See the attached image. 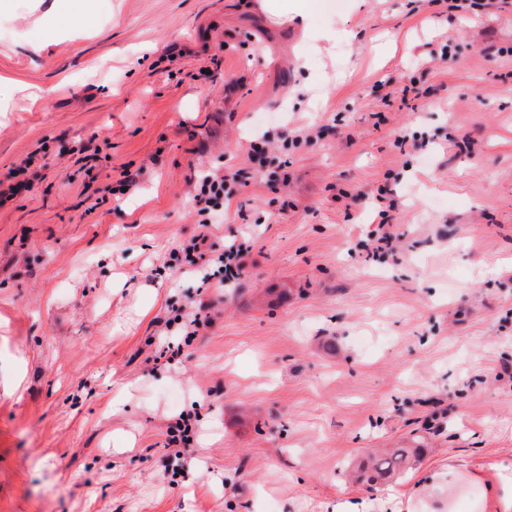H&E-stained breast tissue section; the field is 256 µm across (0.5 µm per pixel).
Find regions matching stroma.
I'll return each instance as SVG.
<instances>
[{
  "label": "stroma",
  "instance_id": "obj_1",
  "mask_svg": "<svg viewBox=\"0 0 512 512\" xmlns=\"http://www.w3.org/2000/svg\"><path fill=\"white\" fill-rule=\"evenodd\" d=\"M322 3L304 28L243 0H97L48 42L56 0L0 15V512H499L512 0ZM327 27L354 37L313 42ZM266 129L313 132L273 187L248 159ZM228 165L243 184L198 213L196 174ZM202 223L247 243L236 287L167 268ZM202 304L196 336L165 329ZM411 440L403 480L354 479Z\"/></svg>",
  "mask_w": 512,
  "mask_h": 512
}]
</instances>
